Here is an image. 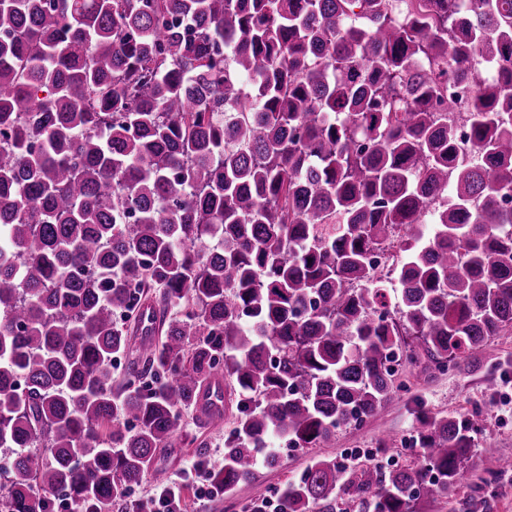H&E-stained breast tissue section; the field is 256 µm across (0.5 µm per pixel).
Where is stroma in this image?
Here are the masks:
<instances>
[{
	"instance_id": "stroma-1",
	"label": "stroma",
	"mask_w": 512,
	"mask_h": 512,
	"mask_svg": "<svg viewBox=\"0 0 512 512\" xmlns=\"http://www.w3.org/2000/svg\"><path fill=\"white\" fill-rule=\"evenodd\" d=\"M400 378L405 388L399 391L378 413L359 425L343 427L334 441L308 449L285 450L280 465H258L254 482L234 493L207 498L195 484H187L184 499L187 512H242L251 499L266 498L281 490L301 472L310 459L324 456L344 460L355 453L375 451L384 436L402 439L394 456L396 462L415 459L416 449L407 447L417 410L447 414L480 410L484 438L503 456L512 457V331L497 337L479 360L461 364L447 371L421 362L403 368ZM206 442L198 450L173 442L158 455L154 466L166 472L170 480L183 478L195 460L205 459L218 465L224 455L223 430L203 431ZM421 512H512V472L495 479L475 471L471 484L454 499L437 498L422 504Z\"/></svg>"
}]
</instances>
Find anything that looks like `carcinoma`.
Listing matches in <instances>:
<instances>
[{
    "label": "carcinoma",
    "mask_w": 512,
    "mask_h": 512,
    "mask_svg": "<svg viewBox=\"0 0 512 512\" xmlns=\"http://www.w3.org/2000/svg\"><path fill=\"white\" fill-rule=\"evenodd\" d=\"M509 193L512 0H0V512L165 482L216 375L229 494L375 415L395 355L470 359L512 330ZM483 431L422 413L414 461L314 457L279 512H418L512 471Z\"/></svg>",
    "instance_id": "cac0c4a2"
}]
</instances>
